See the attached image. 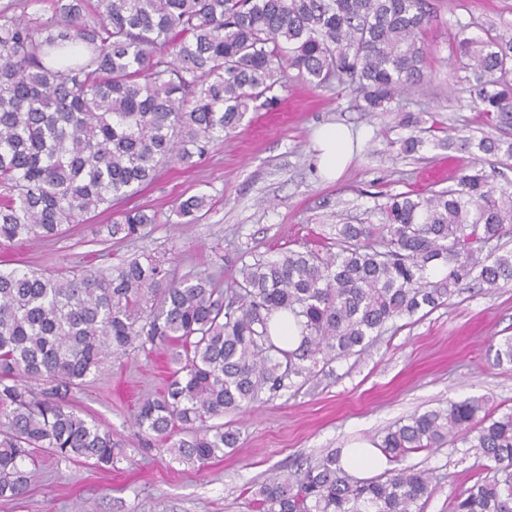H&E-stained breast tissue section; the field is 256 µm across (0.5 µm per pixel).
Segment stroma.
Returning a JSON list of instances; mask_svg holds the SVG:
<instances>
[{"label": "stroma", "instance_id": "obj_1", "mask_svg": "<svg viewBox=\"0 0 512 512\" xmlns=\"http://www.w3.org/2000/svg\"><path fill=\"white\" fill-rule=\"evenodd\" d=\"M429 3L433 18L424 39L430 53L420 91L371 112L351 87H318L290 76L276 90L274 110L248 113L195 166L163 167L151 184L64 227L57 238L0 248V269L65 274L147 253L177 275L208 272L226 286L242 261L322 247L339 220L377 223V192L453 185L471 157L445 148L443 138L512 140V127L487 124L470 98L465 72L451 61V43L458 33L512 37V0ZM407 112L419 114L426 127L424 147L410 156L400 150L409 134L401 125ZM327 124L360 135L351 161L332 182L319 172L313 139ZM199 194L208 196V212L197 223H180L177 203ZM134 207L155 212V223L132 240L110 237L108 224ZM510 337L512 283L492 293L460 288L432 312L397 321L363 353L333 360L250 410L225 415V427L239 432V440L203 465L170 461L161 441L144 443L134 423L138 400L166 389L170 349L109 358L69 401L111 431L119 461L98 468L40 457L29 469L26 493L0 499V512H250L259 483L354 441L381 444L388 428L410 414L468 398L486 399L500 414L512 411V365L495 363L496 349ZM406 462L428 471L436 486L424 512H452L455 493L483 474L458 441L409 454Z\"/></svg>", "mask_w": 512, "mask_h": 512}]
</instances>
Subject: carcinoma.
Returning <instances> with one entry per match:
<instances>
[{"label": "carcinoma", "instance_id": "obj_1", "mask_svg": "<svg viewBox=\"0 0 512 512\" xmlns=\"http://www.w3.org/2000/svg\"><path fill=\"white\" fill-rule=\"evenodd\" d=\"M430 20L427 0H53L46 19L0 10V245L55 237L160 168L192 167L248 112L273 105L291 69L317 85L356 86L372 111L418 91ZM452 55L475 80L477 108L511 126L512 39L462 37ZM473 148L453 185L385 194L379 223L336 225L323 254L244 262L226 290L151 255L65 276L0 271V498L26 491L38 451L114 465L112 432L68 400L111 356L183 350L135 423L169 444L171 459L201 464L237 443L224 415L365 350L387 323L445 304L467 281L511 282L512 252L486 244L512 234V182L493 185L481 161L511 158L512 141L462 144ZM206 207L191 196L177 215L194 224ZM153 223L131 209L107 230L128 239ZM278 311L301 319L294 350L270 335ZM450 440L493 472L459 492L453 512H512V411L498 416L478 399L389 430L382 452L394 467L374 479L349 475L337 450L261 483L254 510L422 512L431 477L403 461Z\"/></svg>", "mask_w": 512, "mask_h": 512}]
</instances>
